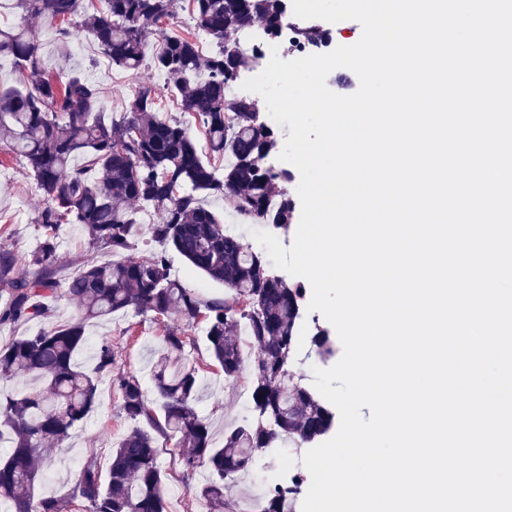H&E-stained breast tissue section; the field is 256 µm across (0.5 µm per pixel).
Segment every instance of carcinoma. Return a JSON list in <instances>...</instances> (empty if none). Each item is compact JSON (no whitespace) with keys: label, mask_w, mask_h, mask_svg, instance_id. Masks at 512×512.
<instances>
[{"label":"carcinoma","mask_w":512,"mask_h":512,"mask_svg":"<svg viewBox=\"0 0 512 512\" xmlns=\"http://www.w3.org/2000/svg\"><path fill=\"white\" fill-rule=\"evenodd\" d=\"M104 10L88 15L82 0H17L23 21L0 28V58L12 59L21 79L0 86V141L19 157L36 182L43 205L34 223L39 245L27 254L0 249V325L40 320L34 335L0 344V378L35 377L40 388L0 397V508L4 512H167L165 473L157 437H175L184 473L200 467L210 478L187 492L208 512H224V492L250 472L257 455L292 440L314 445L333 428L335 413L315 392L291 380L297 324L302 318L303 283L272 271L262 253L225 231L224 214L208 197L220 195L239 216L290 230L296 204L288 190L291 171L269 163L280 139L267 124L254 121L258 101L231 94L250 71L257 52H245L231 33L246 29L276 35L283 27L280 0H190L193 31L169 35L163 25L173 16L174 0H104ZM55 25L63 38L75 25L87 29L112 65L131 75L151 67L165 75L180 96L182 111L203 128L206 153L199 152L187 126L159 115L146 88L126 102L120 119L105 118L99 89L72 73L52 75L42 63V44L26 19ZM164 33L161 50L147 58L148 35ZM213 46L205 55L197 35ZM84 165L75 166L76 157ZM224 164H219V161ZM149 208L159 222L149 225L162 250L138 259L84 260L65 281L64 293L80 315L52 321L51 299L58 294L57 238L64 224H79L92 246L112 255L133 249L140 229L138 213ZM195 270L224 285V297L203 300L171 276L167 249ZM25 264L33 275L21 277ZM133 310L162 321L179 316L182 327L167 329L164 352L151 366L155 405H150L134 374L118 373L124 418L137 424L110 453L107 476L89 455L65 497L36 492L48 458V445H60L95 408L100 376L112 375V343L101 341L93 371L81 369L78 356L86 327L114 313ZM204 324L208 351L224 380L242 374L246 346L258 349L251 370V416L224 428L216 442L209 423L196 409L199 367L181 362L186 329ZM311 346L324 359L335 341L319 326ZM248 504L256 512H292L288 492L269 491Z\"/></svg>","instance_id":"1"}]
</instances>
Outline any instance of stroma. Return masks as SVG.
I'll list each match as a JSON object with an SVG mask.
<instances>
[{"label": "stroma", "mask_w": 512, "mask_h": 512, "mask_svg": "<svg viewBox=\"0 0 512 512\" xmlns=\"http://www.w3.org/2000/svg\"><path fill=\"white\" fill-rule=\"evenodd\" d=\"M38 31L43 43L45 69L54 74L73 69L85 72L101 89L106 112L122 111L139 88L149 87L159 95L161 115L182 117L178 100L167 89L163 76L154 69H145L134 77L114 68L93 37L79 27L72 28L64 42L51 27L42 25ZM41 204L36 184L20 160L14 155L0 153V246L22 254L37 247L41 232L33 218ZM88 252L87 234L82 229L64 225L58 239L59 278H67L74 272ZM178 323L174 316L160 324L152 316L130 311L88 324L86 331L90 346L81 353L79 363L83 370H92L95 366L93 345L109 340L115 353L116 370L136 374L146 396H153L148 368L162 347L166 326ZM189 334L193 342L186 347L184 356L189 363L201 365L206 387L200 395L197 411L219 437L225 424L242 420L250 414L249 409L243 407L239 395L246 382L241 379L225 383L221 368L208 355L203 326L193 327ZM129 427V422L120 412L116 388L110 377H102L94 412L84 424L72 430L63 447L51 450L47 470L38 487L39 493L64 496L89 454H97L100 466H108L112 447Z\"/></svg>", "instance_id": "stroma-1"}]
</instances>
